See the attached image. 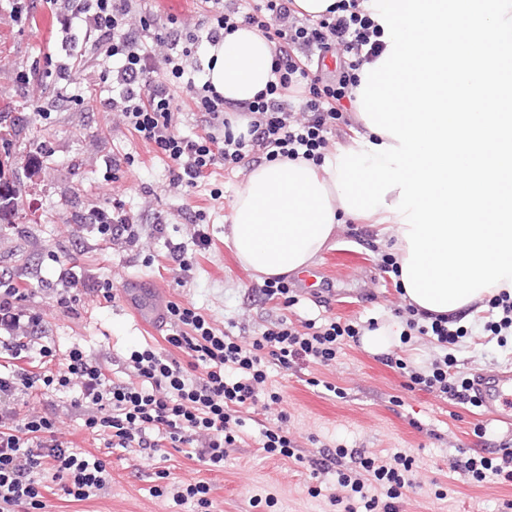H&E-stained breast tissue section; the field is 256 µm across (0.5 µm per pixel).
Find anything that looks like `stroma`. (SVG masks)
Masks as SVG:
<instances>
[{
    "instance_id": "35a3bbf8",
    "label": "stroma",
    "mask_w": 512,
    "mask_h": 512,
    "mask_svg": "<svg viewBox=\"0 0 512 512\" xmlns=\"http://www.w3.org/2000/svg\"><path fill=\"white\" fill-rule=\"evenodd\" d=\"M14 0H0V132L10 134L14 163L8 177L22 189L20 210L35 219L18 218V226L0 236V275L13 277L30 291L31 306L42 311L43 333L61 345L78 343L107 360L113 378L125 376L124 359L131 349L157 343L159 325L139 318L123 298L105 301L86 295L77 315L50 304L60 270L74 268L83 279H111L121 288L130 278L157 288L161 301L194 304L218 328L249 342L280 318L295 326L320 318L366 324L405 316L406 305L393 274L383 272L371 241L374 230L345 225L334 249L311 267L309 281L288 277L296 298L284 307L266 300L255 288L254 272L236 257L226 236L230 204L248 171L218 167L190 192L169 184L167 156L143 143L126 127L113 123L112 65L83 58L68 80L47 75L44 61L66 60L84 32H62L45 0H25L28 18L17 23ZM30 75L22 83L20 72ZM134 156L132 166L113 170V157ZM221 198H212L213 189ZM139 224L141 240L102 243L95 227L77 224L78 216L114 201ZM205 211V226L194 214ZM212 239L209 249L195 253L184 284H176L171 245L192 247L198 229ZM488 314L455 320L463 329L455 352L457 372L512 374V347H499L484 330ZM270 379L283 396L287 428L302 450L303 461L264 457L258 450L260 417L248 414L241 429L243 443L231 450L223 471H207L197 461L170 451L168 459L145 460L133 452L105 454L82 427L79 415L63 412L62 431L81 450L107 456L112 488L103 497L74 502L63 494L47 495L44 512H192V505L163 504L152 493L153 474L167 469L171 478L207 481L214 512H324L327 497L339 493L335 473L310 477L308 461L322 446L346 442L372 454L402 450L415 463V488L406 512H496L512 500V486L487 479L470 484L448 467L449 457L490 455L512 440V425L497 420L485 407L408 390L401 370L362 344L345 342L335 364L271 367ZM336 392H328V385ZM320 486L321 497L308 493ZM266 497L274 506L263 505Z\"/></svg>"
}]
</instances>
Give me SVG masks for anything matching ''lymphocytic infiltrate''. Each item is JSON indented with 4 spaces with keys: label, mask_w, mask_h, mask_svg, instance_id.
<instances>
[{
    "label": "lymphocytic infiltrate",
    "mask_w": 512,
    "mask_h": 512,
    "mask_svg": "<svg viewBox=\"0 0 512 512\" xmlns=\"http://www.w3.org/2000/svg\"><path fill=\"white\" fill-rule=\"evenodd\" d=\"M48 2L62 31L83 27L86 53L112 61L111 111L168 157L171 185L187 190L213 168L245 166L257 154L269 161H320L359 83L360 68L382 51V31L365 0H337L317 20L299 18L294 0H259L247 12L236 0H213L203 38L190 23L154 18L140 0ZM244 26L271 34L276 79L242 104L249 122L237 134L223 95L211 83L198 85L184 74L197 61L200 40L215 45ZM330 52L341 53L344 61L326 81L313 60ZM179 78L203 114L204 135L189 138L177 131L180 107L173 82ZM92 221L102 239L121 237L132 246L140 239L138 225L121 205L96 210ZM60 279L61 287L52 294L64 312L75 313L84 294L113 298L111 280L89 282L70 270L61 272ZM28 297L14 279L0 278V512H43L45 495L54 487L76 501L107 494L110 488L106 460L62 439L56 395L80 412L84 429L102 448L153 454L172 448L220 472L240 440L242 412H265L281 401L267 386L269 366L331 365L343 342L362 334L354 325L333 320L299 328L282 318L246 345L198 309L171 302L163 317L170 327L166 347L131 350L125 360L130 380L115 381L105 363L80 344L63 348L48 340L44 316L29 306ZM407 326L432 337L442 350L429 365H403L409 387L471 401L469 379L452 371V349L461 330L449 328L440 315L423 323L413 317ZM412 466V458L400 452L368 456L327 447L312 459L311 475L336 471L342 492L328 501L344 512L359 506L365 512H400L403 490L412 484ZM450 468L470 482L491 477L512 484V447L504 446L495 457L452 459ZM156 476L155 497L210 512L206 482L176 481L165 470Z\"/></svg>",
    "instance_id": "lymphocytic-infiltrate-1"
}]
</instances>
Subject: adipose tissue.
Returning a JSON list of instances; mask_svg holds the SVG:
<instances>
[{"label": "adipose tissue", "instance_id": "adipose-tissue-1", "mask_svg": "<svg viewBox=\"0 0 512 512\" xmlns=\"http://www.w3.org/2000/svg\"><path fill=\"white\" fill-rule=\"evenodd\" d=\"M214 64L208 80L225 101L253 100L274 79V49L267 36L241 28L210 47ZM336 151L320 162L305 159L268 161L255 167L231 203L228 239L239 261L259 279L282 277L309 267L336 246L348 213L336 190ZM398 191L388 192L386 207L357 217L359 225L377 229V249H392L397 260L408 256L405 227L389 210Z\"/></svg>", "mask_w": 512, "mask_h": 512}]
</instances>
